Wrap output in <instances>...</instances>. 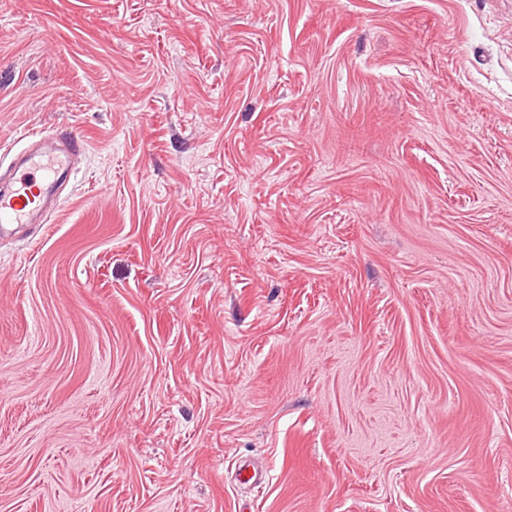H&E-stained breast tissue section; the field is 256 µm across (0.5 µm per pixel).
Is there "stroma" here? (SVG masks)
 <instances>
[{"instance_id": "obj_1", "label": "stroma", "mask_w": 512, "mask_h": 512, "mask_svg": "<svg viewBox=\"0 0 512 512\" xmlns=\"http://www.w3.org/2000/svg\"><path fill=\"white\" fill-rule=\"evenodd\" d=\"M74 132L0 512H512V0H0V165Z\"/></svg>"}]
</instances>
